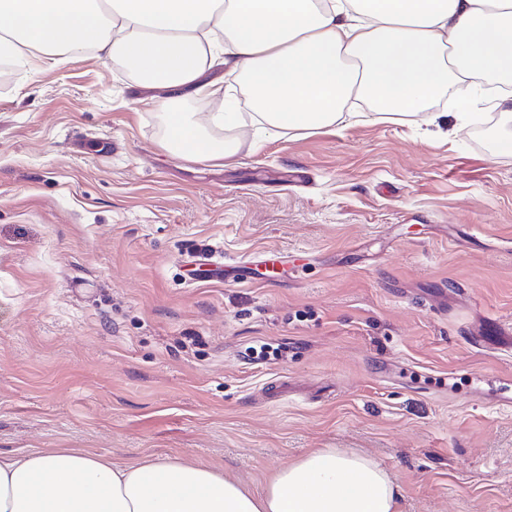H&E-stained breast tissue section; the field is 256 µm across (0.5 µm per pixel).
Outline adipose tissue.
Returning a JSON list of instances; mask_svg holds the SVG:
<instances>
[{"label":"adipose tissue","mask_w":512,"mask_h":512,"mask_svg":"<svg viewBox=\"0 0 512 512\" xmlns=\"http://www.w3.org/2000/svg\"><path fill=\"white\" fill-rule=\"evenodd\" d=\"M87 52L159 91L164 145L187 159L235 156L239 143L213 133L247 122L302 135L335 126L354 96L384 102L359 121L405 120L444 92L448 111L470 108L494 81L504 89L487 102L512 120V0H0V60L20 76ZM218 64L242 79L254 113L220 106ZM190 96L217 105L178 110ZM401 498L385 468L341 448L309 451L259 495L171 458L0 453V512H400Z\"/></svg>","instance_id":"1"}]
</instances>
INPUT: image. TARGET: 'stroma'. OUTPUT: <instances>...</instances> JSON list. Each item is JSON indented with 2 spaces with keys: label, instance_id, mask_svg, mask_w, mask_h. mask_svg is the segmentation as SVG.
Returning a JSON list of instances; mask_svg holds the SVG:
<instances>
[{
  "label": "stroma",
  "instance_id": "stroma-1",
  "mask_svg": "<svg viewBox=\"0 0 512 512\" xmlns=\"http://www.w3.org/2000/svg\"><path fill=\"white\" fill-rule=\"evenodd\" d=\"M151 96L94 55L0 89V451L171 457L258 493L351 448L401 512H512V352L470 344L512 323V124L480 145L487 105L434 101L431 125L201 162L163 147ZM201 254L234 278L190 274Z\"/></svg>",
  "mask_w": 512,
  "mask_h": 512
}]
</instances>
